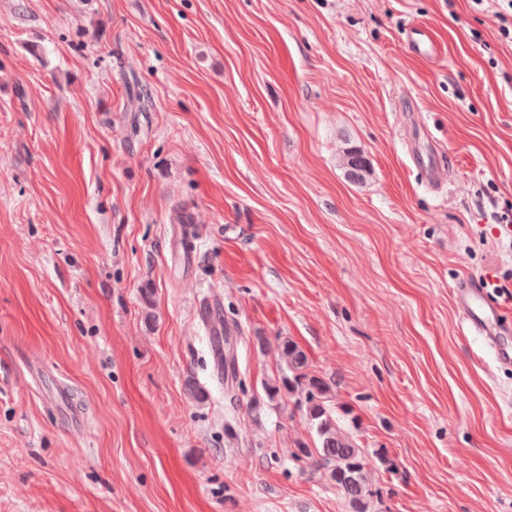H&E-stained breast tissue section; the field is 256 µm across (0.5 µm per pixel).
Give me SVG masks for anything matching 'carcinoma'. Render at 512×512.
<instances>
[{
  "label": "carcinoma",
  "mask_w": 512,
  "mask_h": 512,
  "mask_svg": "<svg viewBox=\"0 0 512 512\" xmlns=\"http://www.w3.org/2000/svg\"><path fill=\"white\" fill-rule=\"evenodd\" d=\"M282 354L291 375L281 384L269 386L272 396L285 390L290 394L304 393L306 416L315 427L319 445L310 448L298 445L293 456L312 470L327 473L336 488L348 499L353 512H370L373 492L370 489L366 456L363 449L336 431L335 424L324 406L326 384L306 374L308 359L305 352L292 340L282 342Z\"/></svg>",
  "instance_id": "obj_1"
}]
</instances>
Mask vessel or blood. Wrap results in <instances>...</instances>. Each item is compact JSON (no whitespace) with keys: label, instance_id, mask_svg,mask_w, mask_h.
<instances>
[{"label":"vessel or blood","instance_id":"b4317fda","mask_svg":"<svg viewBox=\"0 0 512 512\" xmlns=\"http://www.w3.org/2000/svg\"><path fill=\"white\" fill-rule=\"evenodd\" d=\"M405 48L425 59L436 58L439 44L428 26L410 25L405 34ZM455 306L470 331L485 336L498 364L512 365V315L491 301L488 285L478 278L459 281L454 290Z\"/></svg>","mask_w":512,"mask_h":512}]
</instances>
